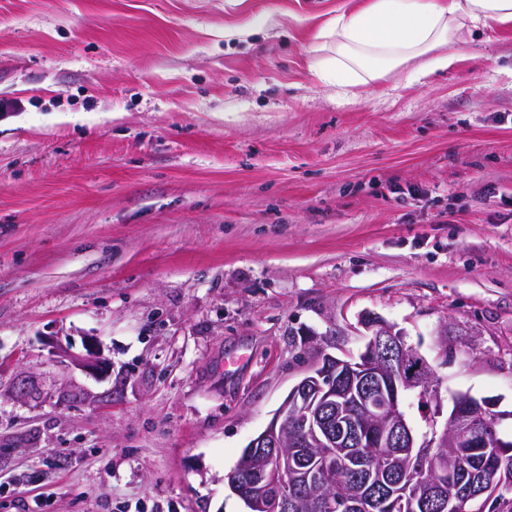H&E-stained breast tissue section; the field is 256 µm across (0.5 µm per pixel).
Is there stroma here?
<instances>
[{"mask_svg": "<svg viewBox=\"0 0 512 512\" xmlns=\"http://www.w3.org/2000/svg\"><path fill=\"white\" fill-rule=\"evenodd\" d=\"M363 2L0 0V512H246L367 311L512 435V24L343 99L309 47Z\"/></svg>", "mask_w": 512, "mask_h": 512, "instance_id": "obj_1", "label": "stroma"}]
</instances>
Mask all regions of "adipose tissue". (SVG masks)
<instances>
[{
	"label": "adipose tissue",
	"instance_id": "obj_1",
	"mask_svg": "<svg viewBox=\"0 0 512 512\" xmlns=\"http://www.w3.org/2000/svg\"><path fill=\"white\" fill-rule=\"evenodd\" d=\"M511 23L512 0H368L319 30L335 53L310 70L345 97L407 64L417 81L451 68L475 29Z\"/></svg>",
	"mask_w": 512,
	"mask_h": 512
}]
</instances>
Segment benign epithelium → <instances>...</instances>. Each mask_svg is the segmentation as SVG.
Returning a JSON list of instances; mask_svg holds the SVG:
<instances>
[{
    "label": "benign epithelium",
    "instance_id": "1",
    "mask_svg": "<svg viewBox=\"0 0 512 512\" xmlns=\"http://www.w3.org/2000/svg\"><path fill=\"white\" fill-rule=\"evenodd\" d=\"M360 325L366 330L365 338L374 351L371 359L363 365H348L350 376L359 380L362 410L366 417L380 420L394 416L396 421L386 427L381 439L391 448H418L422 455L443 456L442 449L452 448L455 443L469 438L471 425L466 419L476 417L486 428L488 435L482 439L487 448H506L512 441L499 429L503 414L494 411L495 404L489 400L477 403L459 404L455 410L436 417L445 418L444 435L439 439H427L414 433L409 427L404 410L403 388H410L430 400L437 398L438 378L431 364L416 351L407 346L406 334L395 325L384 321L374 313L366 312L359 317ZM327 371H311L288 393L278 411L273 414L267 427L252 439V447H262L284 439V419L301 417L310 428L307 445L310 448H334L350 442L349 430L352 420L347 405L336 404L334 392L323 385ZM335 463L327 459L318 473L288 475V463L279 462L277 491L262 482L249 500L251 508L274 502L280 508H288V478L306 484H326L329 472Z\"/></svg>",
    "mask_w": 512,
    "mask_h": 512
}]
</instances>
